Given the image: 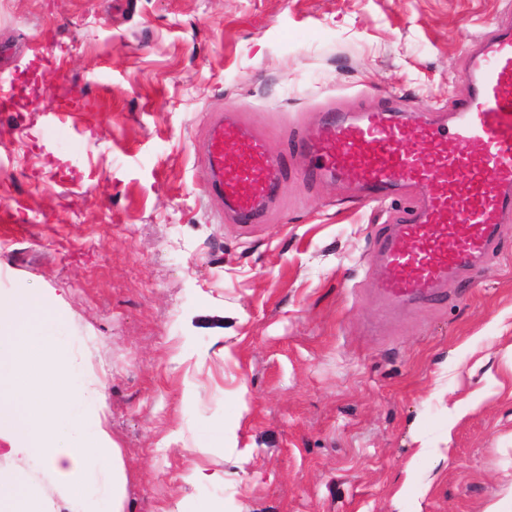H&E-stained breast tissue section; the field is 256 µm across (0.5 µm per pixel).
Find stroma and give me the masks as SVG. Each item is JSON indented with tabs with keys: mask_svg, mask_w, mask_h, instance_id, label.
<instances>
[{
	"mask_svg": "<svg viewBox=\"0 0 512 512\" xmlns=\"http://www.w3.org/2000/svg\"><path fill=\"white\" fill-rule=\"evenodd\" d=\"M512 0H0V291L64 289L43 331L105 383L124 512H512V222L482 274L390 307L398 211L293 165L263 221L200 163L234 109L287 155L325 110L445 112ZM84 91L79 112L63 90ZM223 434H216V427ZM224 475L191 479L194 466ZM47 512H74L33 463Z\"/></svg>",
	"mask_w": 512,
	"mask_h": 512,
	"instance_id": "1",
	"label": "stroma"
}]
</instances>
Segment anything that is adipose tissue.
<instances>
[{
    "instance_id": "obj_1",
    "label": "adipose tissue",
    "mask_w": 512,
    "mask_h": 512,
    "mask_svg": "<svg viewBox=\"0 0 512 512\" xmlns=\"http://www.w3.org/2000/svg\"><path fill=\"white\" fill-rule=\"evenodd\" d=\"M65 315L66 302L53 291L0 294V444L49 472L77 512H102L106 496L112 512H123L126 475L108 428L104 385L97 378L72 385L67 360L37 331L44 319ZM77 406L93 411L92 429L69 446L50 442V428L70 422ZM97 474L106 478L99 492L90 487ZM2 503L7 512H45L34 485L0 470Z\"/></svg>"
}]
</instances>
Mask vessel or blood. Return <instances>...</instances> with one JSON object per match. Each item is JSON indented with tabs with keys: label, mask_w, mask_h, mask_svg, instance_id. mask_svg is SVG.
Segmentation results:
<instances>
[{
	"label": "vessel or blood",
	"mask_w": 512,
	"mask_h": 512,
	"mask_svg": "<svg viewBox=\"0 0 512 512\" xmlns=\"http://www.w3.org/2000/svg\"><path fill=\"white\" fill-rule=\"evenodd\" d=\"M465 79L471 92L451 112L425 120L336 112L299 134L286 160L225 114L208 131L207 188L242 224L262 215L291 163L315 180L351 182L365 203L396 202L401 216L383 226L376 250L389 270L379 294L436 299L483 269L512 220V21L478 40Z\"/></svg>",
	"instance_id": "vessel-or-blood-1"
}]
</instances>
